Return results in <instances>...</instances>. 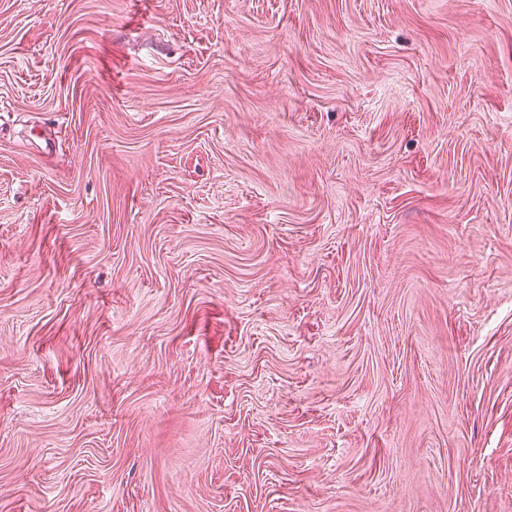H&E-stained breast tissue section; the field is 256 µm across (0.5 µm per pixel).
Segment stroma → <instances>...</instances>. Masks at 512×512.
Segmentation results:
<instances>
[{"instance_id": "obj_1", "label": "stroma", "mask_w": 512, "mask_h": 512, "mask_svg": "<svg viewBox=\"0 0 512 512\" xmlns=\"http://www.w3.org/2000/svg\"><path fill=\"white\" fill-rule=\"evenodd\" d=\"M0 512H512V0H0Z\"/></svg>"}]
</instances>
